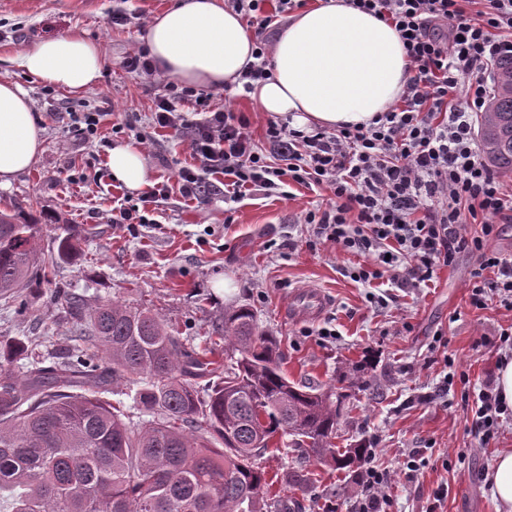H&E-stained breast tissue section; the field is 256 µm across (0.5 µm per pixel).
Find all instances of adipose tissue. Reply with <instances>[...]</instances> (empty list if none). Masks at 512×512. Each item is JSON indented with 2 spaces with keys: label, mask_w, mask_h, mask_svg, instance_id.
<instances>
[{
  "label": "adipose tissue",
  "mask_w": 512,
  "mask_h": 512,
  "mask_svg": "<svg viewBox=\"0 0 512 512\" xmlns=\"http://www.w3.org/2000/svg\"><path fill=\"white\" fill-rule=\"evenodd\" d=\"M146 43L172 80L220 89L235 87L254 46L250 30L224 0H177L149 22ZM17 63L43 83L81 92L100 79L103 57L95 42L59 35L24 50ZM272 64V78L251 98L261 111L305 132L369 122L398 100L411 77L395 28L344 0H320L290 15ZM43 140L31 97L18 84L0 81V187L34 166ZM108 167L129 190L147 182L140 147H112ZM487 481L497 512H512V449L497 453Z\"/></svg>",
  "instance_id": "ef3b65f1"
}]
</instances>
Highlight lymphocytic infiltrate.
Instances as JSON below:
<instances>
[{
  "label": "lymphocytic infiltrate",
  "mask_w": 512,
  "mask_h": 512,
  "mask_svg": "<svg viewBox=\"0 0 512 512\" xmlns=\"http://www.w3.org/2000/svg\"><path fill=\"white\" fill-rule=\"evenodd\" d=\"M477 2L471 13L465 0H346L394 25L413 70L398 101L366 124L306 134L272 120L262 149L231 106H213L190 86L166 85L154 99L152 124L185 138L196 161L195 168L179 169L174 190L199 197L215 174L235 196L275 188L285 176L327 188L333 202L308 211L304 221L317 238L363 256L351 272L355 281L387 276L417 288L459 253L474 251L480 263L472 304L493 295L512 309V257L487 247L512 223V181L487 165L475 129L493 93L496 62L512 57V0ZM265 3L226 0L254 30L255 61L243 74L247 92L271 78L269 39L302 0H278L271 13ZM272 154L280 166L269 163ZM174 190L154 187L147 200L168 199ZM474 223L479 232H471ZM487 269L492 277H484ZM478 399L472 430L485 444L508 408L489 385ZM391 482L389 473L367 465L354 512H386Z\"/></svg>",
  "instance_id": "obj_1"
}]
</instances>
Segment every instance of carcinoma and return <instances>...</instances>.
<instances>
[{
  "instance_id": "obj_1",
  "label": "carcinoma",
  "mask_w": 512,
  "mask_h": 512,
  "mask_svg": "<svg viewBox=\"0 0 512 512\" xmlns=\"http://www.w3.org/2000/svg\"><path fill=\"white\" fill-rule=\"evenodd\" d=\"M495 77L479 139L489 166L512 172V57L497 62ZM41 230L0 211V299L77 255L67 234L55 238L56 255L41 256ZM67 309L78 344L55 365L35 363L18 382L7 364L24 346L0 347V512H264L270 483L257 458L284 437L336 469L362 457V448H336L335 387L290 382L252 310L226 312L216 327L219 371L149 311L118 301L89 308L73 293ZM208 373L218 379L197 387ZM112 384L139 386L150 419L124 421L121 402L103 397Z\"/></svg>"
}]
</instances>
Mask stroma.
Returning <instances> with one entry per match:
<instances>
[{
    "label": "stroma",
    "instance_id": "35a3bbf8",
    "mask_svg": "<svg viewBox=\"0 0 512 512\" xmlns=\"http://www.w3.org/2000/svg\"><path fill=\"white\" fill-rule=\"evenodd\" d=\"M174 0H0V81L25 88L45 130L43 151L32 169L0 187V210L13 209L40 224L41 246L57 235L78 238L77 256L58 262L50 282L0 299V340L22 342L30 362L53 363L56 344L68 336L72 319L55 292H75L95 303L119 299L158 314L188 346L201 350L215 340L225 310L252 309L260 328L276 338L283 369L297 383L336 385L340 395L337 447H372L374 463L393 480L388 512H496L483 478L497 450L512 448V416L481 445L470 431L472 411L486 383L496 381L512 347L499 341L512 327V310L488 299L471 305L475 252L460 253L438 268L427 286L400 288L388 279L365 285L348 270L356 256L318 240L306 211L324 204L327 193L292 186L258 191L238 201L203 194L191 201L179 193L156 203L154 221L122 228L107 216L128 193L107 165L108 148L127 142L113 126L140 115L149 186L175 182L179 168L193 166L185 139L153 127L148 117L165 80L122 65L145 44L142 22ZM131 22L112 28L113 9ZM77 33L97 43L103 55L98 84L71 93L26 73L17 56L38 41ZM216 106L231 105L250 124L257 145L265 143L269 114L239 92L211 90ZM110 112L95 141L67 125L69 112ZM318 290L328 306L310 320L285 313L294 293ZM385 299L382 308L369 295ZM334 330L331 338L320 329ZM268 475L302 469L310 481L288 487L285 497L299 512H350L360 496L359 467L332 469L298 448L267 452L258 460ZM448 496L436 501L439 487Z\"/></svg>",
    "mask_w": 512,
    "mask_h": 512
}]
</instances>
